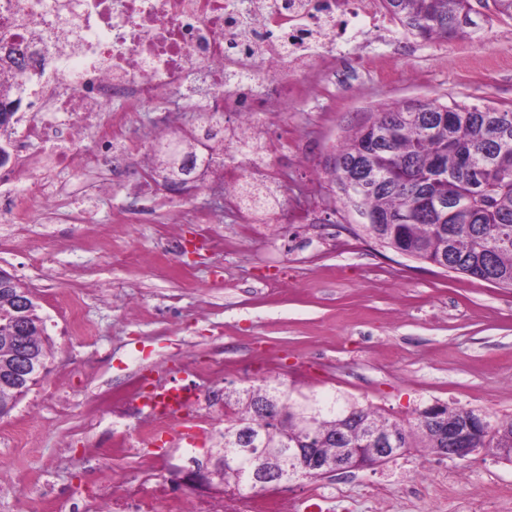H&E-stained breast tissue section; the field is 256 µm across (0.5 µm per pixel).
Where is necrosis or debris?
<instances>
[{
	"instance_id": "necrosis-or-debris-1",
	"label": "necrosis or debris",
	"mask_w": 512,
	"mask_h": 512,
	"mask_svg": "<svg viewBox=\"0 0 512 512\" xmlns=\"http://www.w3.org/2000/svg\"><path fill=\"white\" fill-rule=\"evenodd\" d=\"M378 32H397L378 0H0V39L28 55L19 92L41 91V114L22 138L48 145L53 168L81 167L73 143L90 124L98 153L123 160L117 125L97 114L116 100L138 112L193 83L205 122L239 116L228 149L253 147L244 161L258 178L222 171L226 203L248 223L268 210L244 204L240 183L274 201L280 194L253 146L254 116L287 103L298 86L369 68L356 48Z\"/></svg>"
}]
</instances>
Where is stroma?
Returning <instances> with one entry per match:
<instances>
[{
    "mask_svg": "<svg viewBox=\"0 0 512 512\" xmlns=\"http://www.w3.org/2000/svg\"><path fill=\"white\" fill-rule=\"evenodd\" d=\"M362 51L387 58L389 72L333 97L315 87L255 118L284 198L307 210L305 221L242 223L216 174L187 192L144 191L158 129L182 135L199 125L176 96L128 113L135 148L121 172H41L58 201L51 220L36 213L14 224L0 215V269L32 290L51 350L47 374L0 418V512H88L111 500L117 473L134 493L165 485L167 469L142 473L133 458L114 456L113 431L149 421L124 405L137 382L191 388L192 417L211 416L214 394L272 377L400 420L437 401L512 417V288L356 236L324 180L335 147L386 107L512 105V19L463 38L413 39L403 50L372 37ZM84 207L89 222L74 223L72 212ZM202 224L230 248L181 255L172 238L195 237ZM211 418L209 431L194 430L198 457L183 467L209 478L176 488L189 501L224 495L214 474L224 422ZM348 477L356 512H462L477 486L512 487V464L490 448L462 461L421 448ZM379 482L386 495L364 498Z\"/></svg>",
    "mask_w": 512,
    "mask_h": 512,
    "instance_id": "obj_1",
    "label": "stroma"
}]
</instances>
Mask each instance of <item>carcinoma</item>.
I'll list each match as a JSON object with an SVG mask.
<instances>
[{"mask_svg":"<svg viewBox=\"0 0 512 512\" xmlns=\"http://www.w3.org/2000/svg\"><path fill=\"white\" fill-rule=\"evenodd\" d=\"M405 32L424 39L455 36L478 27L471 0H380ZM18 85L0 81V130L14 123ZM334 202L351 216L370 213L376 224L362 234L410 259L503 288H512V108L458 103L394 105L356 129L333 154L327 170ZM45 324L30 289L0 270V409L14 406L40 375L15 377L23 349L47 361ZM464 435L471 448H512V418L491 420L473 410L448 415L426 406L397 422L356 401L324 403L293 396L281 381L224 394V487L254 491L258 462L240 451L256 448H377L393 442L408 452L449 448Z\"/></svg>","mask_w":512,"mask_h":512,"instance_id":"1","label":"carcinoma"}]
</instances>
